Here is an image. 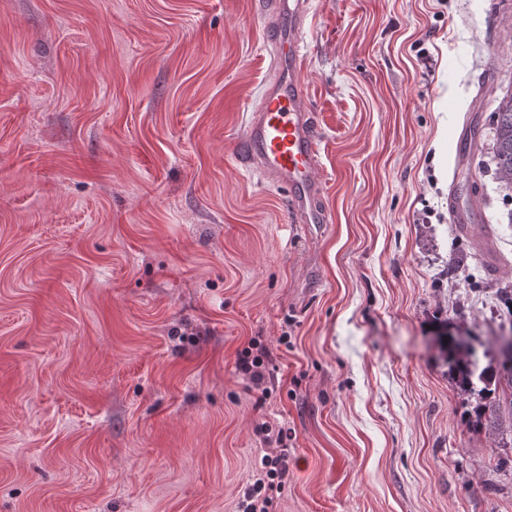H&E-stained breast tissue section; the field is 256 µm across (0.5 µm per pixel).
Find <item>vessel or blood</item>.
<instances>
[{
    "label": "vessel or blood",
    "instance_id": "vessel-or-blood-1",
    "mask_svg": "<svg viewBox=\"0 0 512 512\" xmlns=\"http://www.w3.org/2000/svg\"><path fill=\"white\" fill-rule=\"evenodd\" d=\"M263 4L268 77L238 140L235 158L242 167L260 170L269 183L287 188L294 222L326 224L330 218L316 176L320 133L302 75L309 0Z\"/></svg>",
    "mask_w": 512,
    "mask_h": 512
}]
</instances>
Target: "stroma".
<instances>
[{"instance_id": "1", "label": "stroma", "mask_w": 512, "mask_h": 512, "mask_svg": "<svg viewBox=\"0 0 512 512\" xmlns=\"http://www.w3.org/2000/svg\"><path fill=\"white\" fill-rule=\"evenodd\" d=\"M261 13L0 0V512H237L265 421L277 512H512V399L450 362L512 334V191L486 131L457 156L512 92V0H310L326 224L235 160ZM253 350H256L255 354ZM236 369L246 382L247 391H260L263 396L268 394L270 391L268 351L256 338L250 339L248 346L238 352ZM453 362L464 392H478L480 395L492 391L489 387L493 380V373L489 371V367L479 370L478 362L474 359V353L470 348L457 347ZM478 384L482 386L478 388Z\"/></svg>"}]
</instances>
